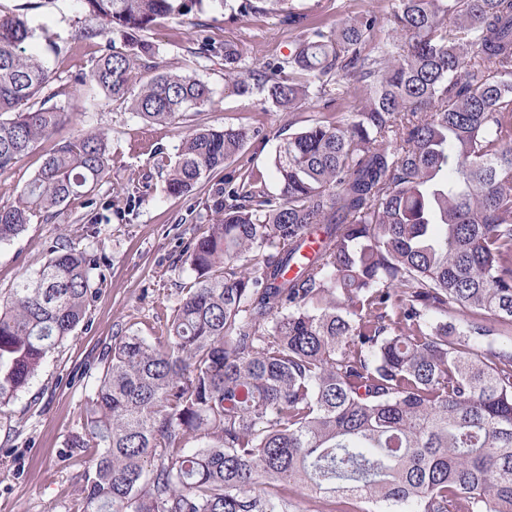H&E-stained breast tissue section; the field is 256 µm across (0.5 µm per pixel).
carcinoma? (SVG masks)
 <instances>
[{"mask_svg": "<svg viewBox=\"0 0 512 512\" xmlns=\"http://www.w3.org/2000/svg\"><path fill=\"white\" fill-rule=\"evenodd\" d=\"M119 33L74 82L173 124L213 102L205 82L147 65L143 33L258 0H74ZM378 28L388 37L367 48ZM24 12L0 13V175L80 116L46 94ZM152 68L127 97L136 72ZM225 88L280 110L361 84L350 122H315L280 146V194L246 169L251 137L197 125L174 195L209 183L208 223L180 253L194 273L152 335L112 346L69 448H92L77 512H283L288 492L404 512H512V0H395L325 31L263 70L224 46ZM109 135L55 144L16 188L0 184V245L33 223L89 208ZM318 248L307 254L311 233ZM33 275L0 293V409L84 322L101 258L59 237Z\"/></svg>", "mask_w": 512, "mask_h": 512, "instance_id": "1", "label": "carcinoma"}]
</instances>
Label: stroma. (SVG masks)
<instances>
[{
	"label": "stroma",
	"instance_id": "1",
	"mask_svg": "<svg viewBox=\"0 0 512 512\" xmlns=\"http://www.w3.org/2000/svg\"><path fill=\"white\" fill-rule=\"evenodd\" d=\"M285 5L305 15L308 25L329 28L367 10L387 14L391 0H286ZM24 6L33 27L27 48L46 59L58 83H72L77 72L91 68L107 38L77 41V32L94 22L73 0H0L5 12ZM147 37L159 49L160 64L208 83L214 102L201 115L187 114L179 123L148 124L127 104L78 86L81 118L57 136L67 138L79 127L109 130L112 170L100 193L113 200L111 221L93 229L86 210L77 208L65 210L53 223L29 225L0 245V292L20 275L36 273L48 258L47 245L62 233L72 248L102 256L105 280L90 300L86 325L50 354L30 386L0 410V512H74L91 462L66 442L81 427L84 402L113 336L120 330L150 335L158 315L175 306L179 286L193 277L178 256L183 242L203 223L208 186L199 184L184 196L168 195L152 148L163 149L166 160L175 161L182 137L199 121L218 129H252L253 137L231 167L260 172L275 195L280 185L274 158L280 145L324 113L313 98L295 111L282 112L262 92L237 95L224 89L225 45L238 47L246 68L293 54L296 33L283 23L281 13L214 10L191 21L161 22ZM205 40L214 46L206 54L201 51ZM134 180L140 184V198L131 211L115 195Z\"/></svg>",
	"mask_w": 512,
	"mask_h": 512
}]
</instances>
